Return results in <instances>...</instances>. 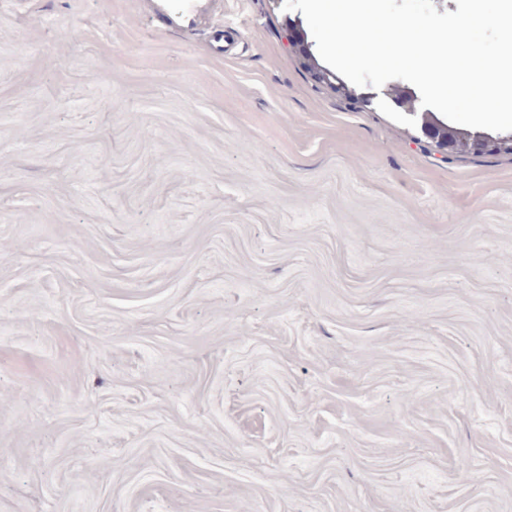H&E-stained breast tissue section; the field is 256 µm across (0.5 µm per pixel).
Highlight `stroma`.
I'll list each match as a JSON object with an SVG mask.
<instances>
[{
	"mask_svg": "<svg viewBox=\"0 0 512 512\" xmlns=\"http://www.w3.org/2000/svg\"><path fill=\"white\" fill-rule=\"evenodd\" d=\"M211 13L0 0V512H512V154ZM149 14L163 20L181 25H195L200 23L207 15L203 0H154ZM171 11V13H170ZM291 44L293 45L294 48L301 51V53L307 57L311 70L313 71L315 77L318 80L326 81L331 84H333V81H335L336 85L340 86L342 90L347 91L349 95L357 96V94H355L354 91L345 88L340 78H338L335 74H333L328 69L324 68L318 63V61L315 59L314 55L310 50L308 42H305V40L299 35L298 32H294L293 34H291ZM419 120L422 133L436 140L448 153L468 149L481 150L491 145L512 149V132L493 137L481 132L459 130L448 126L429 111L421 112ZM497 146H493L495 150L503 151Z\"/></svg>",
	"mask_w": 512,
	"mask_h": 512,
	"instance_id": "obj_1",
	"label": "stroma"
}]
</instances>
